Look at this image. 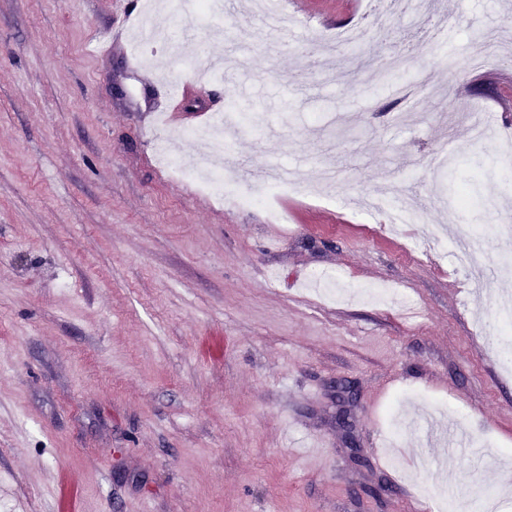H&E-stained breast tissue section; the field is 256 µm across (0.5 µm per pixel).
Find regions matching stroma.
<instances>
[{"label": "stroma", "mask_w": 512, "mask_h": 512, "mask_svg": "<svg viewBox=\"0 0 512 512\" xmlns=\"http://www.w3.org/2000/svg\"><path fill=\"white\" fill-rule=\"evenodd\" d=\"M223 2L246 41L209 23L133 45L141 22L179 24L141 0H0V512H470L502 497L512 371L488 340L512 310V243L483 204L512 214V160L501 127L477 141L472 125L512 113V0H411L382 34L375 0H288L277 30L251 0ZM352 25L357 45L317 40ZM492 28L499 64L461 69ZM230 52L237 67L166 123L182 60ZM205 107L255 116L206 160L235 158L243 190L281 167L331 166L333 182L267 208L217 201L157 159L172 140L194 164ZM368 197L417 203L420 221L392 230ZM431 414L488 450L436 492Z\"/></svg>", "instance_id": "35a3bbf8"}]
</instances>
